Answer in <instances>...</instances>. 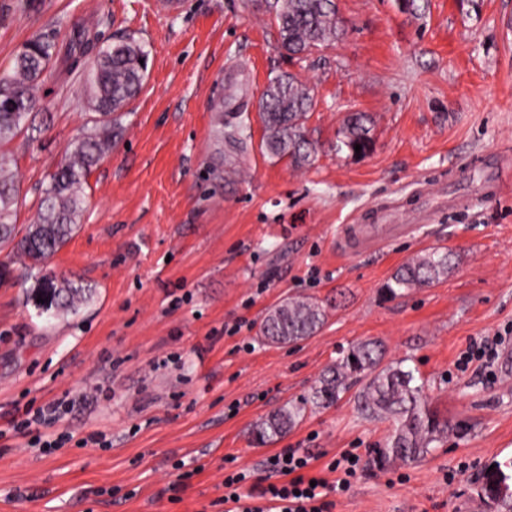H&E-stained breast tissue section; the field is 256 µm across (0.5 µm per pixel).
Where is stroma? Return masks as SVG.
Listing matches in <instances>:
<instances>
[{"instance_id":"1","label":"stroma","mask_w":512,"mask_h":512,"mask_svg":"<svg viewBox=\"0 0 512 512\" xmlns=\"http://www.w3.org/2000/svg\"><path fill=\"white\" fill-rule=\"evenodd\" d=\"M260 0H0V73L43 34L83 25L100 39L142 38L149 76L125 109L120 142L92 170L84 220L44 265L90 293L61 317L39 314L36 271L0 281V512H220L225 474L280 482L267 460L286 448L316 473L353 451L367 461L331 512H490L474 481L512 458V341L459 369L475 340L512 329V187L489 191L512 161V0H336L343 34L301 57L282 48ZM293 74L314 89L312 166L270 157L257 102ZM64 64L37 95L36 140L0 144L30 223L46 178L89 114ZM373 120L364 156L337 150L346 113ZM347 224H408L366 247ZM454 255L448 278L392 297L384 285L413 255ZM293 296L328 317L294 344L260 323ZM409 358L449 425L424 459L374 461L390 422L365 418L360 384L308 407L260 443L254 424L311 397L322 371L358 342ZM76 398L55 424L74 442L48 455L12 429L18 408ZM91 432L106 447L78 445ZM192 470L180 480V469Z\"/></svg>"}]
</instances>
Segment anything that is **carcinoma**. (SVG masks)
<instances>
[{"instance_id": "1", "label": "carcinoma", "mask_w": 512, "mask_h": 512, "mask_svg": "<svg viewBox=\"0 0 512 512\" xmlns=\"http://www.w3.org/2000/svg\"><path fill=\"white\" fill-rule=\"evenodd\" d=\"M274 15L282 46L291 55H303L337 42L342 35L336 0H265ZM82 72V95L89 110V127L71 140L42 189L36 217L22 236L15 225L16 179L9 160L0 156V245L13 244L14 254L31 269L61 249L72 237L86 210L85 185L93 169L122 136L124 109L141 93L149 71V52L143 40L129 35L117 42H101L83 27H76L65 44L37 35L17 53L12 68L0 75V142L21 132L29 138L39 132L34 124L35 91L43 74L57 60ZM313 105L311 89L291 75L272 79L258 103L265 130L264 145L273 157H286L296 168L314 161L315 148L305 123ZM360 154L373 147L372 122L364 112H351L338 131L337 147ZM453 255L440 249L413 256L402 263L386 284L391 294L411 291L446 277ZM88 289L72 281L59 282L51 275L36 279L39 310L52 316L77 309ZM326 308L307 298H290L270 310L262 320L261 334L273 343L294 342L315 335L324 325ZM405 360L382 364L378 342L367 340L327 367L316 388L312 405L327 407L341 399L355 382L363 384L358 395L362 414L386 415L393 420L385 447L374 450L380 463L417 461L430 445L448 433L426 400V383ZM306 403L280 407L256 423L254 433L263 442L288 433L302 418ZM481 492L495 512H512V460L483 471Z\"/></svg>"}]
</instances>
